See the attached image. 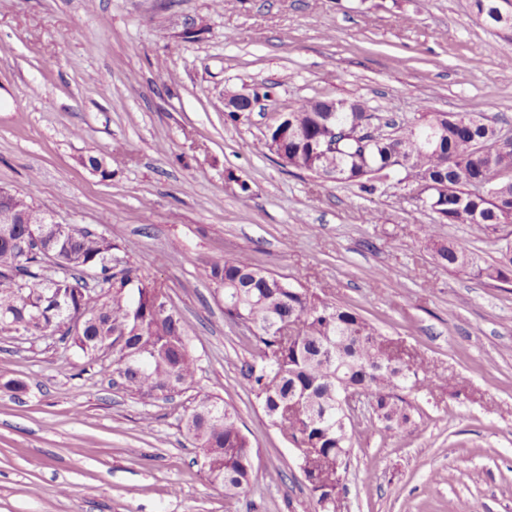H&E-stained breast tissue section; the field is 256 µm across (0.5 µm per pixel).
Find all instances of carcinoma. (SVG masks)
Segmentation results:
<instances>
[{
    "mask_svg": "<svg viewBox=\"0 0 512 512\" xmlns=\"http://www.w3.org/2000/svg\"><path fill=\"white\" fill-rule=\"evenodd\" d=\"M344 111L331 112L332 104ZM307 99L288 117V166L355 185L372 194L392 182L412 193L440 224H512V151L494 148L497 128L467 112L425 110L392 134L364 135L372 115L360 101ZM435 134L434 143L426 138ZM33 203L16 193L0 204V333L58 336L86 355L112 347V373L143 400L171 396L195 382L199 356L183 314L165 290L116 259L111 237L54 224H26ZM453 271L512 283V244L500 260L480 265L462 243L436 249ZM224 319L247 329L256 353L240 367L242 383L292 445L320 509L336 497L320 475L342 476L353 422L342 405L358 389L380 410L381 429L394 435L411 422L405 391L424 383L419 362L388 365L387 339L355 309L290 285L248 257L205 263ZM186 434L200 448L210 480L230 505L250 485L254 444L236 411L218 397H200L187 415Z\"/></svg>",
    "mask_w": 512,
    "mask_h": 512,
    "instance_id": "carcinoma-1",
    "label": "carcinoma"
}]
</instances>
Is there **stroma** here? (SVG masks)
<instances>
[{
    "label": "stroma",
    "instance_id": "1",
    "mask_svg": "<svg viewBox=\"0 0 512 512\" xmlns=\"http://www.w3.org/2000/svg\"><path fill=\"white\" fill-rule=\"evenodd\" d=\"M266 90L230 116L231 96ZM310 98L467 112L512 137V38L473 0H0V186L118 241L201 356L191 388L146 402L113 384L111 354L0 333V512H224L184 429L206 394L257 450L235 512H318L203 269L241 254L354 307L434 380L408 394L407 431L361 418L336 512H512V283L449 270L419 227L483 264L502 235L282 166L265 136Z\"/></svg>",
    "mask_w": 512,
    "mask_h": 512
}]
</instances>
